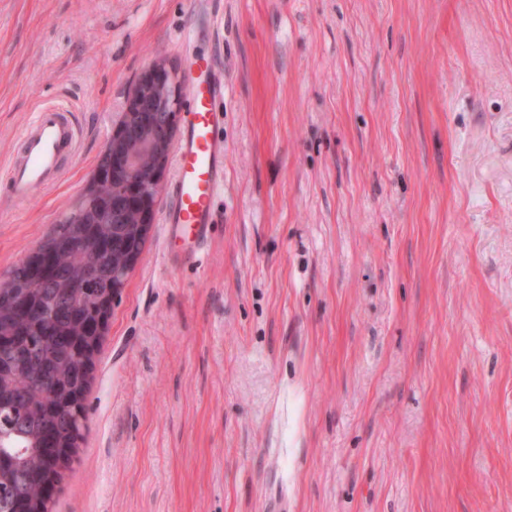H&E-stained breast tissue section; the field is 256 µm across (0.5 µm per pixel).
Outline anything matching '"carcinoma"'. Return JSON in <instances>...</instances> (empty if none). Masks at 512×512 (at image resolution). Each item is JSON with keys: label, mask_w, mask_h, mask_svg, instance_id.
<instances>
[{"label": "carcinoma", "mask_w": 512, "mask_h": 512, "mask_svg": "<svg viewBox=\"0 0 512 512\" xmlns=\"http://www.w3.org/2000/svg\"><path fill=\"white\" fill-rule=\"evenodd\" d=\"M138 217L112 223V182H104L83 214L66 219L45 242L58 248L57 273L40 279L18 264L0 288V512H51L44 484L61 481L59 459L79 448L87 425L79 397L88 393V324L98 300L112 297L109 272L142 251ZM86 283L77 294L73 283Z\"/></svg>", "instance_id": "1"}]
</instances>
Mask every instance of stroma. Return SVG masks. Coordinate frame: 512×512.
<instances>
[{
	"mask_svg": "<svg viewBox=\"0 0 512 512\" xmlns=\"http://www.w3.org/2000/svg\"><path fill=\"white\" fill-rule=\"evenodd\" d=\"M210 54L218 222L168 248L166 168L53 512H512V0H0V168L42 102L82 128L0 282Z\"/></svg>",
	"mask_w": 512,
	"mask_h": 512,
	"instance_id": "obj_1",
	"label": "stroma"
}]
</instances>
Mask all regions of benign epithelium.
Here are the masks:
<instances>
[{
  "label": "benign epithelium",
  "mask_w": 512,
  "mask_h": 512,
  "mask_svg": "<svg viewBox=\"0 0 512 512\" xmlns=\"http://www.w3.org/2000/svg\"><path fill=\"white\" fill-rule=\"evenodd\" d=\"M181 94V82L162 63L151 65L137 79L102 155L113 151L116 143L122 139L125 124L132 121L136 112L157 113L168 139L162 143L148 138L123 156L125 178L119 186L113 188L114 192L120 194L115 199L114 213L129 206L139 212L144 224L153 223L156 197L176 132L175 118Z\"/></svg>",
  "instance_id": "benign-epithelium-1"
}]
</instances>
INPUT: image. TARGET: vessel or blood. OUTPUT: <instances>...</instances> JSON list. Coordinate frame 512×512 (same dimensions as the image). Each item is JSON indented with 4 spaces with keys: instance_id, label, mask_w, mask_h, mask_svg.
Returning <instances> with one entry per match:
<instances>
[{
    "instance_id": "b4317fda",
    "label": "vessel or blood",
    "mask_w": 512,
    "mask_h": 512,
    "mask_svg": "<svg viewBox=\"0 0 512 512\" xmlns=\"http://www.w3.org/2000/svg\"><path fill=\"white\" fill-rule=\"evenodd\" d=\"M81 130L70 106L44 103L19 134V150L0 177L20 206L53 187L78 151ZM224 191V69L215 57L191 71L182 135L174 156L171 202L162 222L168 241L197 259L214 223V202Z\"/></svg>"
}]
</instances>
